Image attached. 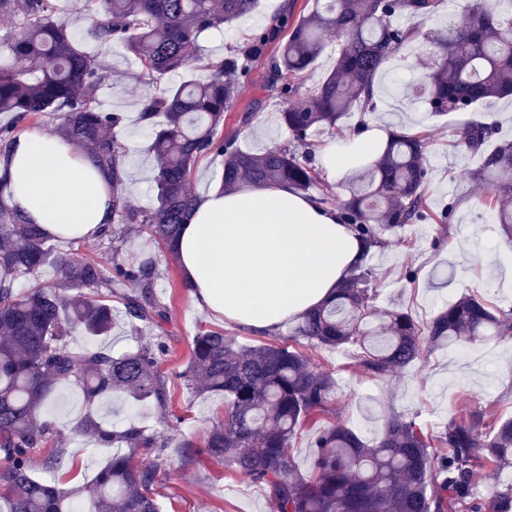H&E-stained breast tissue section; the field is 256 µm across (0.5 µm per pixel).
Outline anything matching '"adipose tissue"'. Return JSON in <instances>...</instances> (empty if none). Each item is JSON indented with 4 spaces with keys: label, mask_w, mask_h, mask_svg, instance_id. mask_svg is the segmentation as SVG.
<instances>
[{
    "label": "adipose tissue",
    "mask_w": 512,
    "mask_h": 512,
    "mask_svg": "<svg viewBox=\"0 0 512 512\" xmlns=\"http://www.w3.org/2000/svg\"><path fill=\"white\" fill-rule=\"evenodd\" d=\"M367 115L318 157L329 179L343 180L380 155L386 129ZM0 178L33 223L68 239L86 240L112 221V181L65 138L45 132L16 137ZM175 251L193 303L236 324L272 331L335 294L366 252L338 210L286 184L202 194Z\"/></svg>",
    "instance_id": "1"
}]
</instances>
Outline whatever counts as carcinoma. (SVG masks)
<instances>
[{"label":"carcinoma","instance_id":"cac0c4a2","mask_svg":"<svg viewBox=\"0 0 512 512\" xmlns=\"http://www.w3.org/2000/svg\"><path fill=\"white\" fill-rule=\"evenodd\" d=\"M257 0H84L93 18L86 37L120 46L133 54L156 80L192 67L198 37L248 15ZM316 7L294 16L289 10L250 35L224 59L209 64L199 80L170 86L147 100L141 119L151 130L149 150L157 163V205L148 212L131 206L123 194L125 151L111 130L115 113L94 106L102 74L82 39L55 18L50 0H0V13L25 20L16 34L0 38L13 59L0 66V111L18 121L49 112L56 130L91 154L112 176V223L98 235L129 239L144 228L162 251L174 257V242L188 223L197 196L189 189L193 165L207 155L224 157L221 186L234 191L245 183L287 182L299 191L317 183L311 137L335 128L346 113L366 107L382 66L419 36L442 0H315ZM406 24H397L396 18ZM343 37L336 67L306 94L297 80L312 70L324 50V37ZM429 61L424 80L401 88L430 112H463L475 104L512 95V0H459L448 26L426 35ZM268 58L265 88L280 99L281 123L291 145L261 154L224 137L226 112L238 98L239 80L249 62ZM496 134L493 125L466 124L461 142L482 154L469 174L486 194L477 205L512 246V141L484 152ZM369 180L353 175L343 203L345 223L368 247L383 248L385 235L430 218L428 141L403 129L389 134L383 153L365 165ZM8 184L0 179V512H163L151 486L166 463L165 444L131 421L108 427L93 411L75 432L105 446L124 444L91 484L64 488L33 477V453L53 434L42 411L62 382L76 384L88 405L116 392L141 402L167 403V378L157 369L158 343L120 355L96 351L76 355L66 340L76 330L103 336L112 330V305L101 294L127 283L137 291L123 296L125 314L156 325L164 317L154 288L157 262L142 256L136 265L116 263L108 275L86 257L53 251L54 237L3 201ZM53 265L79 294L69 300L37 282L26 291L17 282ZM373 272L358 264L336 288V295L304 316L292 339L312 348L352 346L370 378H383L417 360L428 345L465 349L512 335V309L496 308L480 295H464L420 324L402 310L376 308ZM199 392L224 396V418L215 421L197 453L222 461L265 486L273 512H456L473 499V471L491 476L512 471V419L481 432L484 413L453 420L428 436L412 420L392 415L382 435L369 442L342 424L320 431L305 476L291 464L287 449L297 430L325 410L335 390L332 373L305 351L288 343L241 346L221 333L193 339L182 374ZM144 448L153 459L136 462ZM512 512V484L479 501L471 512Z\"/></svg>","mask_w":512,"mask_h":512}]
</instances>
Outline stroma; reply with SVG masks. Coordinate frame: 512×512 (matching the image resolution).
Listing matches in <instances>:
<instances>
[{
  "label": "stroma",
  "instance_id": "1",
  "mask_svg": "<svg viewBox=\"0 0 512 512\" xmlns=\"http://www.w3.org/2000/svg\"><path fill=\"white\" fill-rule=\"evenodd\" d=\"M286 2L258 0L246 19L202 34L198 40L201 59L193 64L195 75L204 76V63L222 59L248 36L265 29L275 15L283 13ZM84 49L95 56L104 76L96 94L97 106L124 118L120 143L126 152L125 171L142 175L139 187L125 190L124 195L135 208L150 209L156 198V170L139 108L145 98L157 92L158 86L125 50L109 43H88ZM266 71V60L251 63L223 127L225 136L236 138L243 149L254 153L283 145L289 139L279 119V102L267 98L263 89ZM385 101L393 124L428 134L429 202L433 210L449 206L453 212L448 225H406L393 234L391 244L369 254L366 263L375 273L377 307L401 306L422 322L461 295L474 292L501 307L512 308V248L503 243L496 225L475 205L480 188L468 180L467 174L480 165V156L458 145L463 126L485 113L496 114L500 138L512 139V100L484 102L472 111L444 116L433 115L423 104L408 102L396 93L386 95ZM247 110L252 113L250 121L239 123V116ZM53 248L62 254L93 259L107 270L117 261L136 263L145 252L157 259L159 279L155 292L166 311L159 326H133L123 313L121 300L116 298L112 301L111 334L89 338L77 332L69 346L78 354L100 349L120 354L143 343L165 344V352L157 359L159 371L168 379L166 406L152 402L134 405L116 396L102 400L96 409L106 422L120 425L133 419L157 438L167 440V462L152 487L164 512H271L263 485L224 463L183 454V441L202 445L213 423L224 414V398L195 392L186 386L181 374L189 362L192 340L199 333L218 331L234 337L238 344L255 345L288 338L292 325L264 334L198 310L191 302L179 262L162 254L157 243L144 233L133 234L131 242L119 248L98 236L77 242L58 240ZM489 255L498 260V275L486 271L484 260ZM409 268L416 272L412 283L404 277ZM314 359L319 367L332 372L336 394L318 421L300 428L291 442L288 455L305 474L311 469L312 444L319 428L336 420L372 440L381 434L392 413L414 420L433 434L467 409L483 410V423L488 429L499 418L512 416V335L464 353L450 347L424 349L421 358L405 370L383 379H372L361 372L352 347L319 349ZM84 411V398L77 387H57L46 414L47 420L55 424L57 437L36 449L33 457L39 463L58 447L64 451V464L61 470L48 474L38 467L35 477L80 487L91 481L111 456V449L102 447L94 438L73 434L72 428Z\"/></svg>",
  "mask_w": 512,
  "mask_h": 512
}]
</instances>
